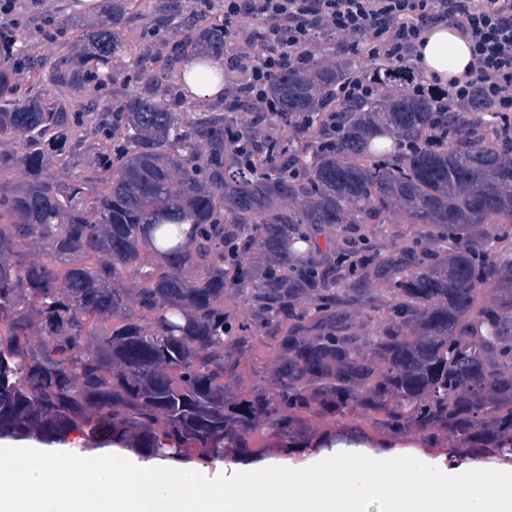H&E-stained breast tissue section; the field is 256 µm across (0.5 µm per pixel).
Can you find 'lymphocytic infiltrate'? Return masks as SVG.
Here are the masks:
<instances>
[{
  "instance_id": "f902f5d3",
  "label": "lymphocytic infiltrate",
  "mask_w": 512,
  "mask_h": 512,
  "mask_svg": "<svg viewBox=\"0 0 512 512\" xmlns=\"http://www.w3.org/2000/svg\"><path fill=\"white\" fill-rule=\"evenodd\" d=\"M224 35L235 45L224 105L257 117L274 112L268 94L279 76L312 62L333 65L319 39H339V52L363 51L410 71L409 95L431 99L438 115L429 145L439 143L449 112L496 113L512 138V0H223ZM452 21L471 46V70L443 84L419 73L418 47L430 26Z\"/></svg>"
}]
</instances>
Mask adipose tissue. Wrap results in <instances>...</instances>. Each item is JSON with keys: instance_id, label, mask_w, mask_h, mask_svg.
Wrapping results in <instances>:
<instances>
[{"instance_id": "ef3b65f1", "label": "adipose tissue", "mask_w": 512, "mask_h": 512, "mask_svg": "<svg viewBox=\"0 0 512 512\" xmlns=\"http://www.w3.org/2000/svg\"><path fill=\"white\" fill-rule=\"evenodd\" d=\"M419 57L428 75L446 80L468 70L471 49L454 25L440 22L430 29Z\"/></svg>"}]
</instances>
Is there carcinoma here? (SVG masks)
Returning a JSON list of instances; mask_svg holds the SVG:
<instances>
[{
	"mask_svg": "<svg viewBox=\"0 0 512 512\" xmlns=\"http://www.w3.org/2000/svg\"><path fill=\"white\" fill-rule=\"evenodd\" d=\"M135 8L177 52L224 53V27L185 25L177 0H109L62 61L38 63L0 26V139L21 141L0 172L27 174L0 181V438L210 464L313 450V422L338 418L343 441L369 429L512 458V241L498 238L512 146L492 113L468 115L470 140L450 129L407 152L434 105L391 67L324 150L316 132L354 58L275 79L259 123L197 107L143 44L138 90L90 116L83 151L101 162L46 179L80 146L73 101L127 50ZM24 62L55 96L21 92ZM234 128L259 150L248 168L224 163ZM396 213L406 230L388 248Z\"/></svg>",
	"mask_w": 512,
	"mask_h": 512,
	"instance_id": "1",
	"label": "carcinoma"
}]
</instances>
